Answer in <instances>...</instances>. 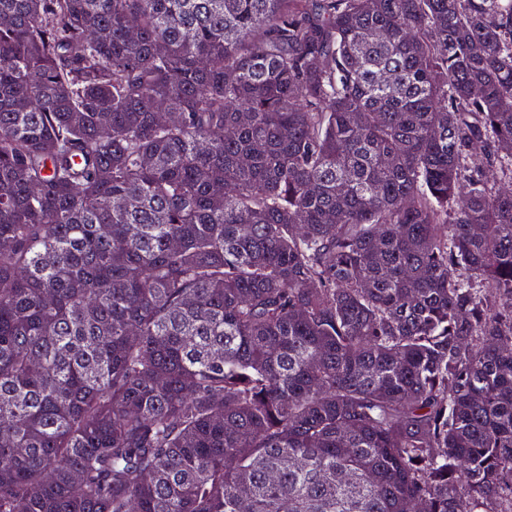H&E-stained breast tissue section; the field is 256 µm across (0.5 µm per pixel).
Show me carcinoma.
Masks as SVG:
<instances>
[{
	"label": "carcinoma",
	"mask_w": 512,
	"mask_h": 512,
	"mask_svg": "<svg viewBox=\"0 0 512 512\" xmlns=\"http://www.w3.org/2000/svg\"><path fill=\"white\" fill-rule=\"evenodd\" d=\"M508 183L512 0H0V512H512Z\"/></svg>",
	"instance_id": "obj_1"
}]
</instances>
